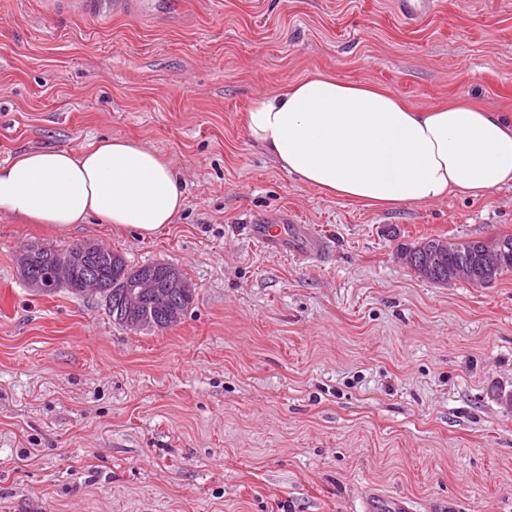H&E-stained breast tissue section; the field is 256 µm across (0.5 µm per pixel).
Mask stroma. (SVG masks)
Segmentation results:
<instances>
[{
	"label": "stroma",
	"mask_w": 512,
	"mask_h": 512,
	"mask_svg": "<svg viewBox=\"0 0 512 512\" xmlns=\"http://www.w3.org/2000/svg\"><path fill=\"white\" fill-rule=\"evenodd\" d=\"M0 0V163L134 138L185 183L151 239L0 216V512H512V273L436 284L424 238L512 234V186L378 210L253 148L258 96L329 71L425 108L512 115V0ZM288 212L322 237L255 242ZM95 241L193 285L168 329L21 278L23 244ZM293 222L294 220L291 219L290 214L288 215V212L283 211L275 217L256 219L254 224L250 226V234L264 246L271 249H279L283 246L281 239L282 229L279 225L272 224H283L285 230V224H292ZM294 236L290 241V251L295 254L314 255L321 251L323 242L307 234L301 227L292 228Z\"/></svg>",
	"instance_id": "1"
}]
</instances>
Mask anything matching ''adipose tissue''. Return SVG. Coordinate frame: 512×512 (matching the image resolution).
<instances>
[{"instance_id": "1", "label": "adipose tissue", "mask_w": 512, "mask_h": 512, "mask_svg": "<svg viewBox=\"0 0 512 512\" xmlns=\"http://www.w3.org/2000/svg\"><path fill=\"white\" fill-rule=\"evenodd\" d=\"M243 123L299 183L368 207L475 199L512 185V117L467 98L417 109L316 71L256 98ZM185 204L172 164L124 136L0 164V215L23 224L69 230L95 221L147 239L175 223Z\"/></svg>"}]
</instances>
